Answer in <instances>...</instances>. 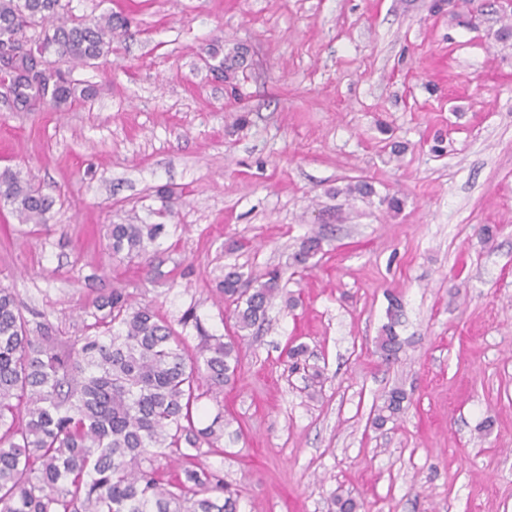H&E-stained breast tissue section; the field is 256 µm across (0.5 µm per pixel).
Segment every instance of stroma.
<instances>
[{
	"label": "stroma",
	"instance_id": "stroma-1",
	"mask_svg": "<svg viewBox=\"0 0 512 512\" xmlns=\"http://www.w3.org/2000/svg\"><path fill=\"white\" fill-rule=\"evenodd\" d=\"M62 3L132 25L96 66L72 67L85 102L0 99V171L54 201L38 225L0 203V286L24 315L83 336L96 298L122 288L228 337L225 266L280 269L298 305L270 309L197 420L220 412L239 434L203 462L240 489V512H326L340 492L360 512H512V0ZM216 45L249 50L242 103L208 69ZM360 181L374 196L347 194ZM392 195L396 213L379 203ZM159 221L157 269L107 249L108 225ZM315 233L323 252L294 268ZM391 293L403 348L387 364ZM300 342L319 382L290 368ZM397 386L405 414L375 428ZM386 316L387 323L377 337V349L383 360L390 361L396 358L402 348V341L396 330L401 323L402 302L397 296H389Z\"/></svg>",
	"mask_w": 512,
	"mask_h": 512
}]
</instances>
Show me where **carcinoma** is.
Segmentation results:
<instances>
[{
    "label": "carcinoma",
    "mask_w": 512,
    "mask_h": 512,
    "mask_svg": "<svg viewBox=\"0 0 512 512\" xmlns=\"http://www.w3.org/2000/svg\"><path fill=\"white\" fill-rule=\"evenodd\" d=\"M61 0H0V91L29 111L48 104L60 109L88 95L62 62L93 65L112 52V37L131 20L117 13L97 19L60 16ZM41 25L37 38L26 32ZM0 201L22 224H44L54 205L18 172H0ZM163 224H111L112 255L146 257L164 234ZM322 251V238L309 236L292 255L308 268ZM244 273L224 271L220 291L234 305L236 335L265 320L282 295L281 273L273 268L245 287ZM102 312L85 336H60L45 314L28 320L14 294L0 287V512H238L240 490L220 471L198 459L222 454L228 422L219 412L198 428L194 422L201 386L222 391L235 383L239 350L233 338L207 334L193 310L179 320L198 334L187 354L185 337L149 305L133 304L121 288L96 302ZM387 323L377 337L383 360L402 348L397 333L402 302L391 295ZM407 393L394 387L378 407L381 428L404 412ZM173 457L182 475H165L158 458ZM351 494H335L327 512H358Z\"/></svg>",
    "instance_id": "obj_1"
}]
</instances>
